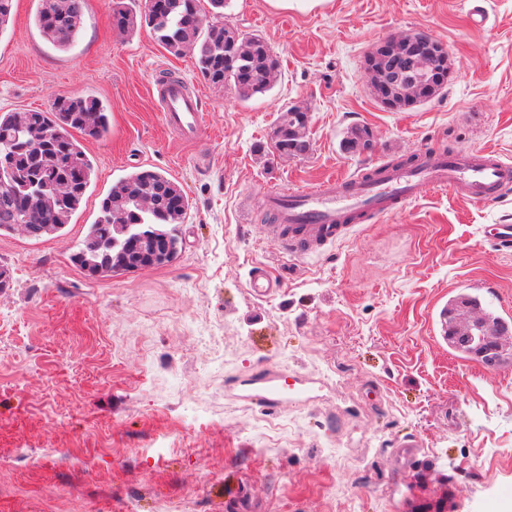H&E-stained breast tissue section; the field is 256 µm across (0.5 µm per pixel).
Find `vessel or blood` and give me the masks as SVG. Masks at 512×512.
Masks as SVG:
<instances>
[{
	"label": "vessel or blood",
	"instance_id": "vessel-or-blood-1",
	"mask_svg": "<svg viewBox=\"0 0 512 512\" xmlns=\"http://www.w3.org/2000/svg\"><path fill=\"white\" fill-rule=\"evenodd\" d=\"M151 92L167 129L183 142H195L204 117L199 92L169 73L155 76ZM426 187L447 188L474 203L495 202L512 189V162L482 150L425 149L409 163H378L369 172L311 189L274 190L265 199L270 222L264 238L285 254L318 255L354 226L404 208Z\"/></svg>",
	"mask_w": 512,
	"mask_h": 512
}]
</instances>
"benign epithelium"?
<instances>
[{"instance_id":"7a95c632","label":"benign epithelium","mask_w":512,"mask_h":512,"mask_svg":"<svg viewBox=\"0 0 512 512\" xmlns=\"http://www.w3.org/2000/svg\"><path fill=\"white\" fill-rule=\"evenodd\" d=\"M445 45L431 37L392 35L379 41L365 58L374 98L387 109L409 110L428 102L446 87L451 69ZM449 340L466 347L484 366L496 371L506 352L507 337L487 328L482 318L460 310Z\"/></svg>"}]
</instances>
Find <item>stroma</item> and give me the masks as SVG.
<instances>
[{
    "label": "stroma",
    "mask_w": 512,
    "mask_h": 512,
    "mask_svg": "<svg viewBox=\"0 0 512 512\" xmlns=\"http://www.w3.org/2000/svg\"><path fill=\"white\" fill-rule=\"evenodd\" d=\"M13 0L0 32V109L90 96L109 112L84 140L95 173L61 234L0 235V512H507L512 365L461 358L440 312L460 293L512 325V191L489 204L425 190L324 254L274 250L265 196L355 174L423 148L492 150L512 161V0H226L224 20L280 62L244 100L206 81L149 28L121 34L112 0H86L73 46ZM480 8L486 23L472 27ZM423 32L454 72L433 100L394 112L364 59L382 38ZM165 68L199 87L196 145L165 128L150 94ZM310 111L309 151L259 157L279 111ZM367 127L372 154L346 151ZM211 157L201 168L198 154ZM174 178L191 208L171 263L93 279L72 261L102 198L137 168ZM282 277L260 296L253 266ZM279 407L256 403L279 382Z\"/></svg>",
    "instance_id": "35a3bbf8"
}]
</instances>
